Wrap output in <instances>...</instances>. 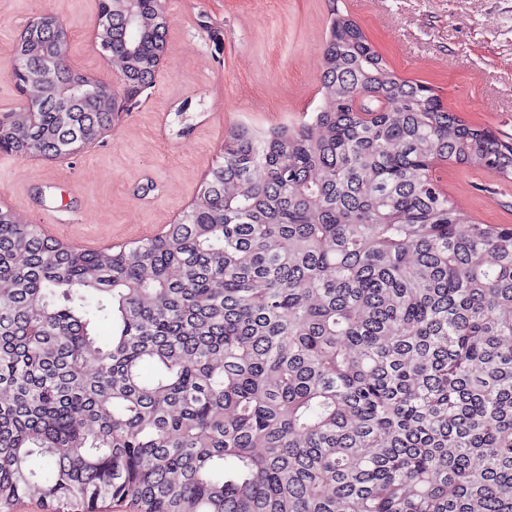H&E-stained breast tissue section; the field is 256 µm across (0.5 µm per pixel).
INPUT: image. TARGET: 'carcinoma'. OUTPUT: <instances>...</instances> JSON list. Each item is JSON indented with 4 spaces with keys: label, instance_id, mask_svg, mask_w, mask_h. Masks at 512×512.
Masks as SVG:
<instances>
[{
    "label": "carcinoma",
    "instance_id": "cac0c4a2",
    "mask_svg": "<svg viewBox=\"0 0 512 512\" xmlns=\"http://www.w3.org/2000/svg\"><path fill=\"white\" fill-rule=\"evenodd\" d=\"M112 8L102 39L135 97L163 0ZM69 45L61 29L16 45L44 108L0 113L10 151L110 124L91 92L60 111L86 82ZM320 64L313 124L235 128L152 238L72 249L0 210V509L512 512V228L459 231L434 176L451 161L507 178L512 138L400 75L336 9Z\"/></svg>",
    "mask_w": 512,
    "mask_h": 512
}]
</instances>
